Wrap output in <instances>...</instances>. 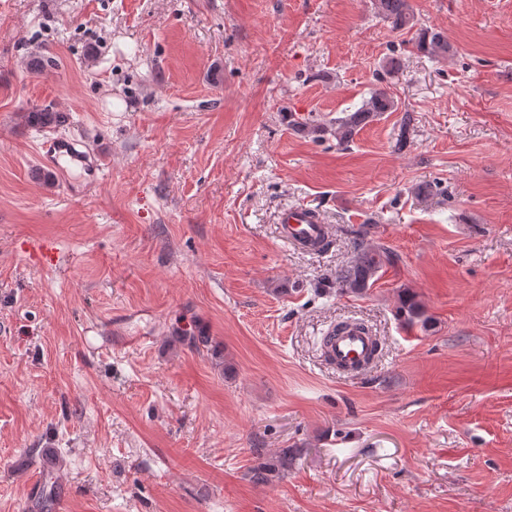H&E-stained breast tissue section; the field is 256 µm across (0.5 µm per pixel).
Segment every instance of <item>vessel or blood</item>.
I'll return each mask as SVG.
<instances>
[{
	"mask_svg": "<svg viewBox=\"0 0 512 512\" xmlns=\"http://www.w3.org/2000/svg\"><path fill=\"white\" fill-rule=\"evenodd\" d=\"M40 163L52 171L66 192H73V171H81L87 185L93 186L104 176L100 155L74 137L47 136L40 144ZM278 235L286 244L318 251L331 241V232L320 214L296 206L283 210L278 218ZM324 359L338 373L355 375L364 371L376 355V338L371 330L357 321L340 322L327 333L321 346Z\"/></svg>",
	"mask_w": 512,
	"mask_h": 512,
	"instance_id": "vessel-or-blood-1",
	"label": "vessel or blood"
}]
</instances>
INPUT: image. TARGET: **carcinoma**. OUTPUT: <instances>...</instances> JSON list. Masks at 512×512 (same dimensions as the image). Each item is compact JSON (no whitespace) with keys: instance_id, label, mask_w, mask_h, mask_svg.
<instances>
[{"instance_id":"cac0c4a2","label":"carcinoma","mask_w":512,"mask_h":512,"mask_svg":"<svg viewBox=\"0 0 512 512\" xmlns=\"http://www.w3.org/2000/svg\"><path fill=\"white\" fill-rule=\"evenodd\" d=\"M378 15L387 20L392 30L400 32L410 30L417 25L410 0H374ZM416 49L433 58L446 59L451 47L444 34L432 28H419L415 39ZM398 109V102L384 87L374 89L370 97L354 111L344 113L334 123H321L308 118L288 115V126L303 136L317 141L336 139V145L345 149L359 131L370 123L380 119L386 112ZM28 124L39 127L60 126L64 116L49 107L32 110L25 115ZM395 262V255L383 246H371L362 240L353 243V257L348 265L336 271V288L340 291L363 294L372 288L380 277L384 267ZM396 314L400 323L407 328L417 327L427 331L431 320L418 296L405 290L398 295ZM296 452L292 448H283L274 460H263L249 470L250 479L257 484H265L275 477L288 473Z\"/></svg>"}]
</instances>
